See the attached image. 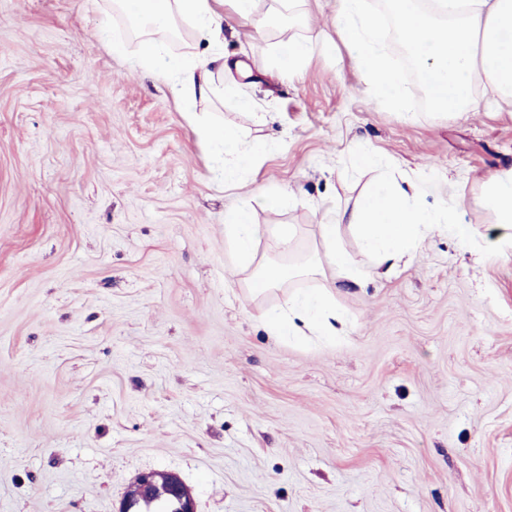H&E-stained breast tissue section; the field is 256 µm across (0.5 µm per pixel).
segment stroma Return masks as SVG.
Here are the masks:
<instances>
[{
	"label": "stroma",
	"instance_id": "1",
	"mask_svg": "<svg viewBox=\"0 0 512 512\" xmlns=\"http://www.w3.org/2000/svg\"><path fill=\"white\" fill-rule=\"evenodd\" d=\"M339 8L304 0L288 27L225 34L247 73L235 94L215 74L202 109L268 145L227 191L217 150L134 66L112 0H0V512H119L153 470L197 512H512V247L491 248L480 201L512 169V103L403 120L339 35L283 72L280 46ZM356 144L421 205H457L477 245L436 233L391 278H328L348 337L277 341L225 263L224 225L285 187L253 220L311 250L381 176ZM172 512H197L194 498L189 488L176 475L170 476Z\"/></svg>",
	"mask_w": 512,
	"mask_h": 512
}]
</instances>
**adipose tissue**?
Segmentation results:
<instances>
[{"mask_svg": "<svg viewBox=\"0 0 512 512\" xmlns=\"http://www.w3.org/2000/svg\"><path fill=\"white\" fill-rule=\"evenodd\" d=\"M228 13L255 32L267 26L257 0H143L130 15V29L139 39L135 65L166 82L183 103L209 98L214 93L212 68L224 59L221 41ZM184 24L207 41L209 50L174 62L168 59L161 36ZM334 25L362 65L377 103L402 118H412L414 112L408 85L386 60L383 40L392 25L429 78L437 111H478L481 82L501 98L512 100V0H392L388 14L371 11L366 0H341ZM188 120L200 138L223 148L224 165L216 174L225 185H234V172L252 169L265 154L262 141H242L235 130L206 123L193 113ZM288 200L287 191L257 189L252 201L244 202L224 228L225 260L244 274L249 301L296 277L318 279L331 271L352 281L370 278L382 265L410 261L429 234L458 228L455 207L421 206L415 182L390 181L362 194L351 211L336 212L332 222L319 225L318 244L297 260L291 226L272 229L251 219L254 203L277 207ZM482 202L493 216L495 243L512 245V170L489 175L482 187ZM344 223L356 234L369 264H358L344 248L339 234ZM271 232L289 264L258 256V242ZM261 318L268 335L276 340L300 341L310 336L332 340L347 324L333 292L325 287L289 293L283 304L264 310Z\"/></svg>", "mask_w": 512, "mask_h": 512, "instance_id": "adipose-tissue-1", "label": "adipose tissue"}]
</instances>
